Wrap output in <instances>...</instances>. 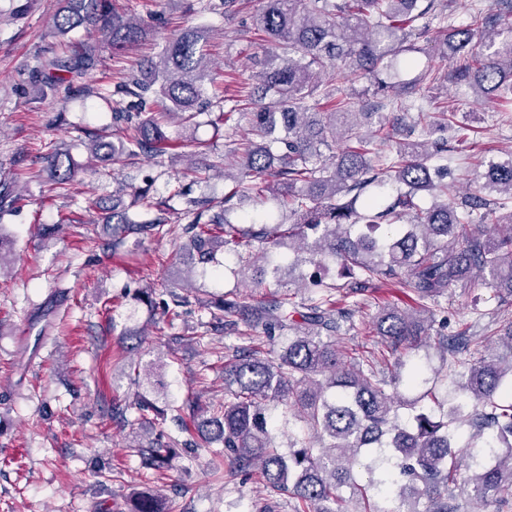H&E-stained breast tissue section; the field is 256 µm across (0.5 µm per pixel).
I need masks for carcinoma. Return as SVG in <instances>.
I'll return each instance as SVG.
<instances>
[{
    "label": "carcinoma",
    "mask_w": 512,
    "mask_h": 512,
    "mask_svg": "<svg viewBox=\"0 0 512 512\" xmlns=\"http://www.w3.org/2000/svg\"><path fill=\"white\" fill-rule=\"evenodd\" d=\"M236 7L237 0H206L198 9L188 5L187 11L230 13ZM429 15L442 25L443 53L463 61L458 77L512 105V21L507 17L490 30L489 16L481 9L465 25L449 23L448 0H264L252 19L267 42L262 69L254 75L262 96L251 113L250 138L239 152L235 186L220 201L175 192L182 203L176 224L169 223V208L153 201L147 187L130 192L123 185L111 206H98L96 223L109 230L107 247L171 234L186 239L192 264L212 263L229 245L240 271L261 262L256 285L270 289L262 299L226 292L202 307L215 331L230 336L242 326L261 329L283 343L275 354L262 351L254 336L237 346L224 364V402L192 396L171 408L178 429L189 438L161 431L138 442L146 469L167 470L178 448H196L200 441L217 444L215 470L227 464L232 476L261 472L267 498L254 501L253 512H277L281 495L295 499L294 512H462L463 496L485 503L512 492V321L481 333L467 322L456 334L439 337L440 367L433 365L427 341L435 318L427 303L438 302L460 283L481 281L498 305H512V152L503 160H488L474 192L450 201L448 167L428 163L425 142L395 141L381 120L362 133L376 113L354 111V98L347 94L326 91V112H312L307 105L309 92L338 72L386 87L381 74L413 49V36L427 29L418 21ZM80 27L109 36L118 52L138 43L144 32L116 12L112 0H58L55 33L64 36ZM478 33L484 40L480 50L473 45ZM208 38L206 27L187 26L167 39L140 73L122 77L114 90L76 88L87 98L120 96L112 108L120 133L87 132L93 157H158L171 141L167 128L172 117L196 125L197 118L216 107H239V100L224 95V87L210 77L203 50ZM92 61L93 49L84 44L70 59L45 61L33 77L43 74L45 87L53 91L65 81L62 73ZM390 104L406 111L414 130L437 126L462 136L455 112H425L401 98ZM337 141L343 147L328 167L323 150ZM185 158L186 172L197 180L221 166L219 154L198 160L187 153ZM49 172L57 188H66L75 176L70 155L54 151ZM388 183L396 196L384 206L370 189ZM423 191L434 199L428 209L417 203ZM129 193L142 212L124 205L122 196ZM235 198L261 203L271 198L291 221L278 213L235 220ZM21 201L15 186L3 183L0 219ZM479 209L494 223L474 224L473 212ZM285 240L294 244L291 264L311 267L302 282L312 292L301 301L294 300L281 279L285 257L278 249ZM331 262L344 284L328 281ZM398 275L419 309L384 307L372 330L393 352L422 350L424 355L400 362L406 373L388 377L374 354L348 355L338 349L336 336L354 328L370 282ZM133 298L171 322L199 304L193 292L176 282L159 292L150 281L135 289ZM494 346L505 352L464 364L458 360L463 351ZM128 369L134 398L128 404L112 400V420L132 424L127 411L133 408L135 421L155 428L167 412L141 390L150 373L139 363ZM400 386L425 388L421 399L431 405L412 404V413L402 419ZM275 404L305 423L306 433L293 437L286 452L273 440L269 407ZM360 471L368 474L364 484L357 481ZM343 487L351 488L350 498L341 495ZM380 501L388 507L378 506ZM131 502L129 512H171L168 499L155 491L134 492Z\"/></svg>",
    "instance_id": "1"
}]
</instances>
